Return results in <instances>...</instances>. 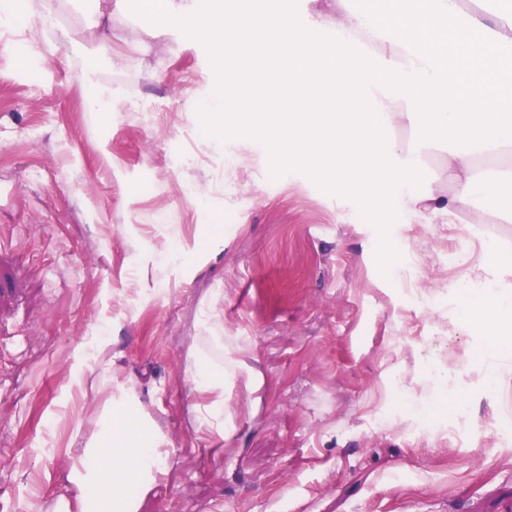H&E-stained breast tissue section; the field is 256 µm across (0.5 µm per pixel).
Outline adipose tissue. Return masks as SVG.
Masks as SVG:
<instances>
[{
    "label": "adipose tissue",
    "instance_id": "1",
    "mask_svg": "<svg viewBox=\"0 0 512 512\" xmlns=\"http://www.w3.org/2000/svg\"><path fill=\"white\" fill-rule=\"evenodd\" d=\"M306 23L288 10L271 14L262 0H229L223 27L203 25L202 6L164 0L169 23L201 34L230 63L216 100L234 97L233 111L214 110L209 130L250 128L289 161L330 178L337 194L383 193L392 181H413L424 155L464 139L448 153L453 184L446 194L411 196L405 210L456 222L476 197L496 200L512 182V0L493 13L459 0H389L388 12L352 13L346 0H308ZM406 125L418 134L410 150L388 138ZM489 159L487 169L476 156ZM220 292H210L196 317L187 352L191 423L198 440L223 436L242 351L224 349ZM92 393L102 392L92 384ZM105 393V392H102ZM81 447L64 448L63 491H35L26 512H145L169 471L168 435L154 425L134 380L105 393Z\"/></svg>",
    "mask_w": 512,
    "mask_h": 512
}]
</instances>
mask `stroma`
<instances>
[{"instance_id": "1", "label": "stroma", "mask_w": 512, "mask_h": 512, "mask_svg": "<svg viewBox=\"0 0 512 512\" xmlns=\"http://www.w3.org/2000/svg\"><path fill=\"white\" fill-rule=\"evenodd\" d=\"M30 7L0 33V512L61 490L69 380L103 343L171 441L148 512H512V345L487 357L469 315L512 316L464 289L512 300V184L468 224L337 196L259 133L208 131L205 38L125 0L105 43L96 0ZM213 288L247 366L205 461L184 354Z\"/></svg>"}]
</instances>
